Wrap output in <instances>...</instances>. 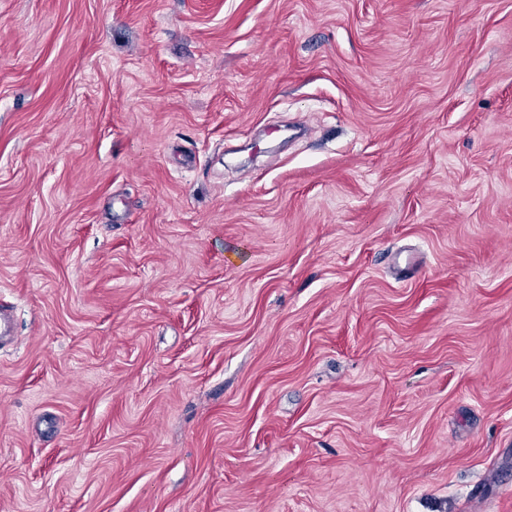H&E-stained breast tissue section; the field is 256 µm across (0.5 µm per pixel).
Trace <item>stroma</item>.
I'll return each mask as SVG.
<instances>
[{
  "label": "stroma",
  "instance_id": "1",
  "mask_svg": "<svg viewBox=\"0 0 512 512\" xmlns=\"http://www.w3.org/2000/svg\"><path fill=\"white\" fill-rule=\"evenodd\" d=\"M2 308L0 512H512V0H0Z\"/></svg>",
  "mask_w": 512,
  "mask_h": 512
}]
</instances>
